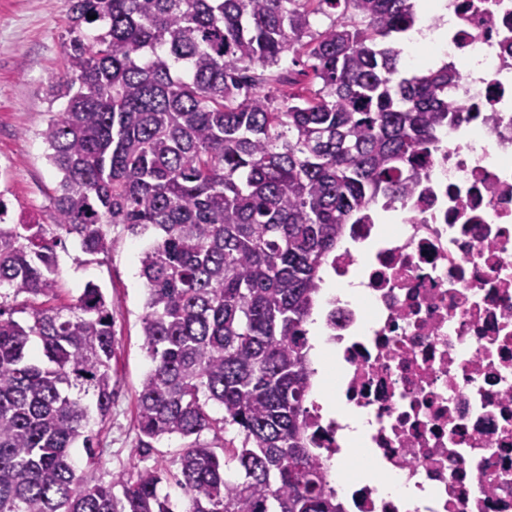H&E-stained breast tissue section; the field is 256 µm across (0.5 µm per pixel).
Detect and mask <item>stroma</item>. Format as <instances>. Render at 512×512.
Here are the masks:
<instances>
[{"label":"stroma","mask_w":512,"mask_h":512,"mask_svg":"<svg viewBox=\"0 0 512 512\" xmlns=\"http://www.w3.org/2000/svg\"><path fill=\"white\" fill-rule=\"evenodd\" d=\"M64 0H0V183L13 214L48 215L61 176L46 157L40 132L63 100L53 99V76L65 67ZM108 257L83 253L68 244L59 253L58 304H70L87 282L97 283L112 309L115 355L112 359V415L98 425L105 450L88 480L109 482L132 473L137 447L135 404L140 383L151 366L141 334L145 312L140 258L149 236L116 233Z\"/></svg>","instance_id":"35a3bbf8"}]
</instances>
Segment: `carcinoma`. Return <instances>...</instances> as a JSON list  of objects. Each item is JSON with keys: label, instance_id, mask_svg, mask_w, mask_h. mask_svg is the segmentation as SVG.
I'll use <instances>...</instances> for the list:
<instances>
[{"label": "carcinoma", "instance_id": "obj_1", "mask_svg": "<svg viewBox=\"0 0 512 512\" xmlns=\"http://www.w3.org/2000/svg\"><path fill=\"white\" fill-rule=\"evenodd\" d=\"M416 2L65 0L66 105L41 131L62 174L52 223L13 219L0 192V289L26 295L0 293V512H172L164 480L187 512H344L311 448L307 324L346 225L409 194L460 118L453 70L397 78ZM289 53L312 61L307 84L279 71ZM115 227L153 237L139 451L190 443L174 472L90 484L71 448L101 464L112 312L93 282L54 304L57 248L106 255ZM229 427L222 453L199 442Z\"/></svg>", "mask_w": 512, "mask_h": 512}]
</instances>
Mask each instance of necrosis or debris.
I'll list each match as a JSON object with an SVG mask.
<instances>
[{"label": "necrosis or debris", "instance_id": "1", "mask_svg": "<svg viewBox=\"0 0 512 512\" xmlns=\"http://www.w3.org/2000/svg\"><path fill=\"white\" fill-rule=\"evenodd\" d=\"M433 55L456 71L461 119L420 181L381 199L395 224H361L328 274L365 294L322 306L338 354V408L308 390L311 433L345 512H512V0H444ZM364 415L347 479L343 418ZM413 492L387 493L390 480Z\"/></svg>", "mask_w": 512, "mask_h": 512}]
</instances>
